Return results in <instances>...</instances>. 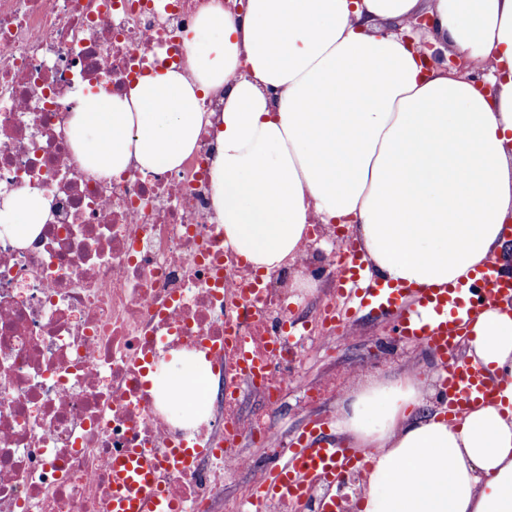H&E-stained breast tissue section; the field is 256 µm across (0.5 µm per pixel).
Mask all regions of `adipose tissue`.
<instances>
[{
  "label": "adipose tissue",
  "instance_id": "1",
  "mask_svg": "<svg viewBox=\"0 0 512 512\" xmlns=\"http://www.w3.org/2000/svg\"><path fill=\"white\" fill-rule=\"evenodd\" d=\"M429 17L434 40L491 63L487 99L470 74L426 67L404 38ZM223 90L224 108L201 102ZM214 133L211 198L224 244L269 273L303 252L311 224H346L372 275L422 290L468 277L512 240V0H220L199 15L184 69L141 76L125 96L81 93L69 135L91 173L178 170ZM43 201L17 190L0 223L18 241ZM465 354L507 383L495 404L454 418L432 408L431 376L368 381L335 427L371 452L363 512H512V307L479 313ZM161 387L204 408L199 359Z\"/></svg>",
  "mask_w": 512,
  "mask_h": 512
}]
</instances>
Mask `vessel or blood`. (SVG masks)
Instances as JSON below:
<instances>
[{
    "label": "vessel or blood",
    "instance_id": "b4317fda",
    "mask_svg": "<svg viewBox=\"0 0 512 512\" xmlns=\"http://www.w3.org/2000/svg\"><path fill=\"white\" fill-rule=\"evenodd\" d=\"M345 255L338 288L353 293L352 315L395 313L398 336L425 344L440 357L450 410L461 412L497 400L502 383L457 352L478 311L512 302V275H503L498 261L487 262L471 280L415 294L370 278L355 246H347ZM368 459L363 449L329 438H299L287 461L264 477L261 495L284 502L304 500L313 483L339 481L347 468L367 465ZM111 512H179L157 483L152 461L138 449L122 448L112 456Z\"/></svg>",
    "mask_w": 512,
    "mask_h": 512
}]
</instances>
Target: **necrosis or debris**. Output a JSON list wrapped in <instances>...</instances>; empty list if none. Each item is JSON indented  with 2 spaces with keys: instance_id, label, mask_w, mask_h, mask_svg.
Masks as SVG:
<instances>
[{
  "instance_id": "1",
  "label": "necrosis or debris",
  "mask_w": 512,
  "mask_h": 512,
  "mask_svg": "<svg viewBox=\"0 0 512 512\" xmlns=\"http://www.w3.org/2000/svg\"><path fill=\"white\" fill-rule=\"evenodd\" d=\"M209 2L0 0V200L26 189L46 205L32 241L0 229V512H111L119 448L153 456L181 512H240L224 477L248 471L244 441L271 457L286 445L274 414L294 384L290 333H336L329 303L293 313L287 271L257 274L225 248L208 132L173 172L100 177L73 157L76 91L183 68ZM179 351L217 380L190 425L149 378Z\"/></svg>"
}]
</instances>
